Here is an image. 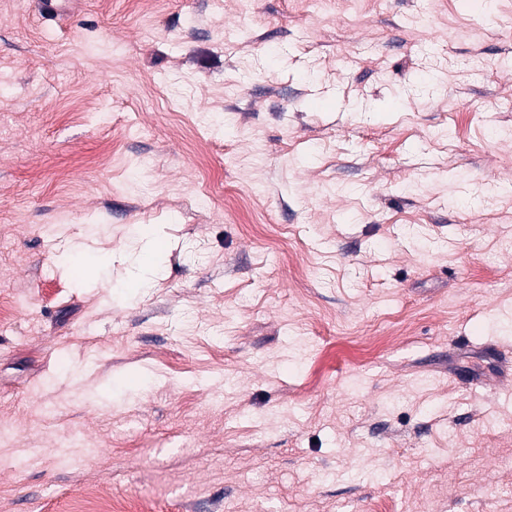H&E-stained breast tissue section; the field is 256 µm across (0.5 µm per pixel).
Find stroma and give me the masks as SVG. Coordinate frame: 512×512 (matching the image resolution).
<instances>
[{
  "label": "stroma",
  "instance_id": "1",
  "mask_svg": "<svg viewBox=\"0 0 512 512\" xmlns=\"http://www.w3.org/2000/svg\"><path fill=\"white\" fill-rule=\"evenodd\" d=\"M18 298L0 512H512V0H0Z\"/></svg>",
  "mask_w": 512,
  "mask_h": 512
}]
</instances>
